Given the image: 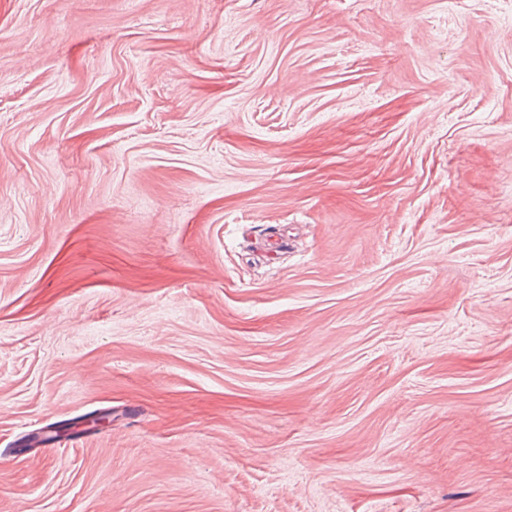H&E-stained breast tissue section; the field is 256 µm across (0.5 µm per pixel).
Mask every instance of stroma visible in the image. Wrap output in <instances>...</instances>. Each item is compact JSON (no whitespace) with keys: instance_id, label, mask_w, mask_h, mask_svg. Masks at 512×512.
Masks as SVG:
<instances>
[{"instance_id":"stroma-1","label":"stroma","mask_w":512,"mask_h":512,"mask_svg":"<svg viewBox=\"0 0 512 512\" xmlns=\"http://www.w3.org/2000/svg\"><path fill=\"white\" fill-rule=\"evenodd\" d=\"M0 512H512V0H0Z\"/></svg>"}]
</instances>
